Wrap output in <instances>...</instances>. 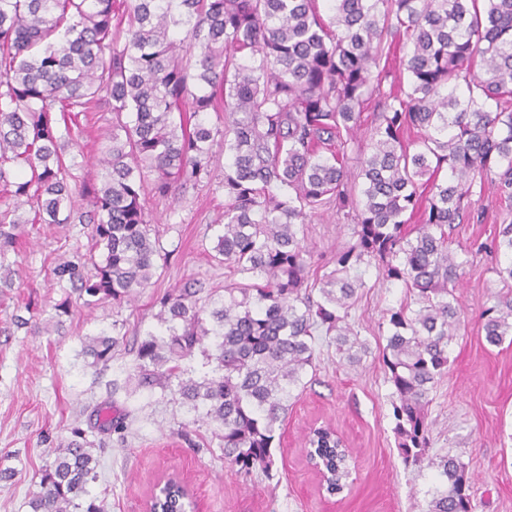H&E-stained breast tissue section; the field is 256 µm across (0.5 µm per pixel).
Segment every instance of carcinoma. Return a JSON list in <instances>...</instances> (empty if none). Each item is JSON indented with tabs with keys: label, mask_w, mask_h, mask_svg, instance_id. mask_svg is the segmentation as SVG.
<instances>
[{
	"label": "carcinoma",
	"mask_w": 512,
	"mask_h": 512,
	"mask_svg": "<svg viewBox=\"0 0 512 512\" xmlns=\"http://www.w3.org/2000/svg\"><path fill=\"white\" fill-rule=\"evenodd\" d=\"M0 0V186L40 224H93L104 259L77 280L79 294L132 300L155 275L145 190L166 197L224 167V228L216 258L235 276L220 299L175 289L158 300L164 331L149 332L129 378L179 397L216 426L224 459L246 474L271 475L277 430L294 391L315 368L320 333L354 366L370 345L347 322L359 270L413 295L388 311L382 362L405 466L435 465L428 512H472L467 464L428 458L429 394L448 369L461 313L455 224L475 219L474 187L490 181L512 199V0ZM185 33L171 38L173 30ZM407 80L397 77V66ZM379 103L367 144L357 137L366 101ZM109 100L112 123L98 159L100 180L75 210L60 154L59 125ZM224 113L223 127L200 119ZM355 159L356 170L348 166ZM27 168L30 177L19 174ZM448 169L450 179L439 183ZM354 224L356 241L334 252L330 275L311 282L301 226L328 211ZM10 211L0 213V252L12 246ZM498 276L512 281V224L499 225ZM485 342L512 344V289L482 313ZM119 338L84 346L91 365L112 361ZM213 375L187 376L195 352ZM305 445L334 470L329 490L350 476L349 453L327 427ZM30 512H106L85 500L97 460L75 440L49 451Z\"/></svg>",
	"instance_id": "obj_1"
}]
</instances>
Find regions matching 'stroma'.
I'll return each instance as SVG.
<instances>
[{"instance_id": "stroma-1", "label": "stroma", "mask_w": 512, "mask_h": 512, "mask_svg": "<svg viewBox=\"0 0 512 512\" xmlns=\"http://www.w3.org/2000/svg\"><path fill=\"white\" fill-rule=\"evenodd\" d=\"M112 118L107 103L82 113L63 136V157L71 167V188L96 181V160ZM223 164L194 185L167 198L147 197L156 231L158 270L149 288L128 303L100 300L85 305L76 285L59 277L62 261L95 273L102 259L89 224H40L30 206H15L0 191V212L13 211L17 240L0 257V512H30L50 449L81 430L98 458L91 495L105 499L107 512H141L156 477L179 470L191 475L206 512H425L435 484L431 467H404L391 417L392 388L377 354L359 367L340 361L328 338L317 347L316 367L296 398L272 453L271 474H244L224 458L211 427L160 390H131L135 336L158 329L155 300L164 292L192 286L223 292L228 271L214 247L224 221ZM485 213L480 224L457 225L454 250L476 238L490 239L512 202L493 186L473 196ZM314 255L329 254L354 241L351 224L331 215L304 227ZM503 256L486 252L471 260L457 290L461 331L449 350L448 370L430 394V457L454 455L469 466L474 512H512V346L488 345L481 311L493 304L502 283L495 272ZM366 283L351 320L370 345L389 308L405 298L400 283L376 281L375 266L360 269ZM107 333L120 344L111 362L91 366L83 353L87 337ZM121 420L122 429L111 426ZM331 427L350 454L348 487L321 492L304 450L311 430Z\"/></svg>"}]
</instances>
